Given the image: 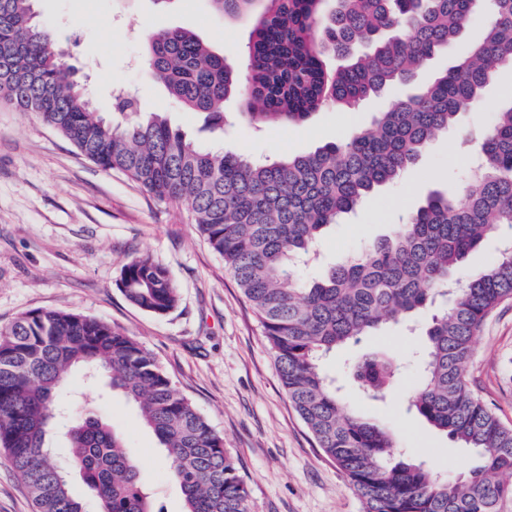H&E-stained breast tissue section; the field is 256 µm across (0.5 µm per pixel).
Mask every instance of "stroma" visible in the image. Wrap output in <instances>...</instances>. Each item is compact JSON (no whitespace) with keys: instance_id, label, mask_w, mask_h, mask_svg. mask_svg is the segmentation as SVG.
Listing matches in <instances>:
<instances>
[{"instance_id":"1","label":"stroma","mask_w":512,"mask_h":512,"mask_svg":"<svg viewBox=\"0 0 512 512\" xmlns=\"http://www.w3.org/2000/svg\"><path fill=\"white\" fill-rule=\"evenodd\" d=\"M35 9L99 111H107L113 87L128 85L140 111L163 113L206 147L269 160L307 154L370 125L388 102L372 97L355 109H321L298 125L257 129L242 117V97L236 94L224 103L228 126L220 136L205 131L202 116L187 111L151 77L145 38L156 28L189 29L242 73L250 21L217 18L207 0H36ZM487 21L486 14H477L454 44L424 64L408 92L454 67L482 38ZM470 167V147L454 135H439L399 181L381 187L354 215L325 231L320 262L300 268V277L322 279L348 253L390 235L403 212L463 179ZM141 255L163 263L180 290L177 308L166 315L137 309L117 286L123 266ZM46 308L102 319L134 336L223 436L248 489L251 512H362L344 475L293 409L258 318L223 259L197 233L188 209L158 202L124 175L101 170L37 114L0 104V326ZM430 320L426 312L411 330L384 325L330 354L324 369L342 386L350 411L391 430L399 453L428 459L453 479L478 466L479 458L408 408L419 379L415 352ZM377 351L402 364L383 401L368 398L348 370L351 362ZM467 378L512 426V300L486 319ZM82 392L88 409L112 425L138 461L155 512H183L182 494L138 409L118 394L88 389L78 372L68 377L59 402L67 404ZM0 512H33L19 474L2 452Z\"/></svg>"}]
</instances>
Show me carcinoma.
<instances>
[{
    "label": "carcinoma",
    "mask_w": 512,
    "mask_h": 512,
    "mask_svg": "<svg viewBox=\"0 0 512 512\" xmlns=\"http://www.w3.org/2000/svg\"><path fill=\"white\" fill-rule=\"evenodd\" d=\"M227 19L253 28L240 80L223 55L182 28L149 34L153 75L204 129L222 130L224 101L244 92V116L303 123L326 106L352 109L408 86L417 69L453 44L480 0H210ZM484 38L450 71L418 93L396 98L369 128L305 155L273 162L206 151L160 113L143 115L120 92L108 120L95 111L72 66L53 53L54 34L39 24L35 0H0V102L34 112L99 168L119 172L160 202L192 212L198 233L252 305L274 354L288 399L317 445L345 475L363 512H498L512 500V427L468 385L464 371L486 317L512 299V242L466 280L470 253L512 229V106L479 132V161L446 193L435 192L390 236L350 254L312 284L297 262L315 253L324 230L360 208L378 188L417 164L460 112L487 103L483 89L512 65V0H490ZM120 287L138 309L165 315L179 288L150 256L128 262ZM442 302L416 351L420 381L409 399L430 426L481 464L444 478L425 459H397L391 431L346 410L323 369L336 348L382 324L411 321ZM80 367L135 404L163 449L185 512H250L232 455L195 406L131 335L100 319L36 309L0 328V447L22 476L36 512H82L69 474L79 473L102 512H153L140 467L112 427L72 402L65 412L71 448L60 467L49 432L56 397ZM399 369L384 353L350 365L375 398L388 395Z\"/></svg>",
    "instance_id": "carcinoma-1"
}]
</instances>
